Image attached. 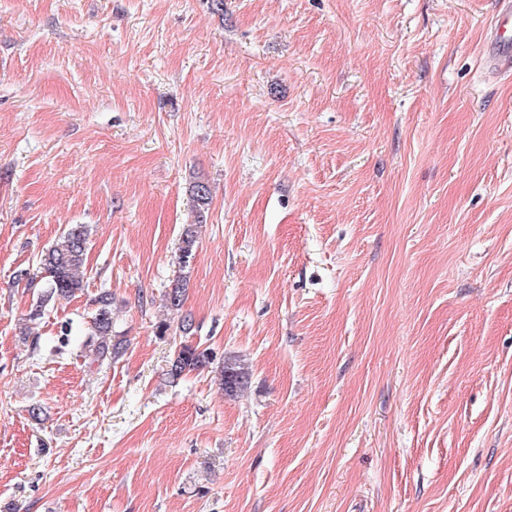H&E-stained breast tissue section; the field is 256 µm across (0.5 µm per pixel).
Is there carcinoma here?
Wrapping results in <instances>:
<instances>
[{"instance_id":"obj_1","label":"carcinoma","mask_w":512,"mask_h":512,"mask_svg":"<svg viewBox=\"0 0 512 512\" xmlns=\"http://www.w3.org/2000/svg\"><path fill=\"white\" fill-rule=\"evenodd\" d=\"M192 209L197 217L209 209L212 194L210 186L202 181L195 182L190 190ZM89 228L85 224H69L63 229L55 242L40 256V264L48 274V290L32 309L29 320L33 321L43 315V309L55 298L68 299L83 290L84 268L89 250ZM197 251V231L193 224H188L181 233L178 260L182 267H187ZM188 283L182 276L175 280L166 293V305L172 311H181L187 293ZM95 314L90 321L84 341L86 357L91 362L103 363L116 360L123 352L122 340L113 334L112 294L101 292L95 299ZM213 363V355L207 349L185 343L176 351L171 360L168 375L178 379L192 371L203 370ZM224 394L236 396L244 391L252 377L249 363L239 356H226L219 369Z\"/></svg>"}]
</instances>
